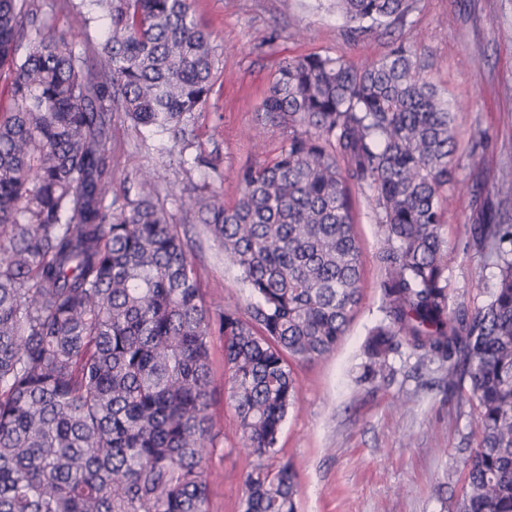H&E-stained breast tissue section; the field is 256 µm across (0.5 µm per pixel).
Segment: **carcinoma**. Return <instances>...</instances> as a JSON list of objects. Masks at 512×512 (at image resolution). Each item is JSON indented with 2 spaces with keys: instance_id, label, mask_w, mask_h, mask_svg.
I'll use <instances>...</instances> for the list:
<instances>
[{
  "instance_id": "1",
  "label": "carcinoma",
  "mask_w": 512,
  "mask_h": 512,
  "mask_svg": "<svg viewBox=\"0 0 512 512\" xmlns=\"http://www.w3.org/2000/svg\"><path fill=\"white\" fill-rule=\"evenodd\" d=\"M333 4L353 41L412 8ZM84 6L109 21L90 58L36 0H0V512H207L215 332L252 458L241 512H296L294 466L276 459L297 392L290 362L333 351L361 301L355 190L379 228L384 314L361 378L403 348L448 362V390L467 389L478 410L455 512H512V219L472 226L494 286L480 306L450 307L453 115L411 46L360 65L279 63L251 138L288 131L280 154L238 171L230 206L201 189L181 197L253 298L213 313L151 173L138 198L105 200L115 122L185 140L184 117L215 82V35L191 0H81L79 28Z\"/></svg>"
}]
</instances>
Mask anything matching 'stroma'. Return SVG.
<instances>
[{"instance_id":"35a3bbf8","label":"stroma","mask_w":512,"mask_h":512,"mask_svg":"<svg viewBox=\"0 0 512 512\" xmlns=\"http://www.w3.org/2000/svg\"><path fill=\"white\" fill-rule=\"evenodd\" d=\"M48 22L75 52L88 53L107 27L105 19L72 26L67 0H40ZM197 20L217 36L220 64L202 111L188 116V146L170 134L117 123L112 133L113 188L118 200L135 199L141 170H150L171 223L180 225L189 259L210 306L247 307L248 290L237 267L209 239L205 227L179 200L181 190L207 187L225 204L239 196L237 172L270 161L287 143L280 130L255 149L247 132L280 60L307 55L341 56L354 64L383 58L392 34L413 44L423 76L447 99L454 115L457 176L449 191L442 234L451 305L476 307L487 298L495 268L473 245L470 227L479 213L471 188L485 186L492 207H512V195L495 188L497 172L473 156L476 130H488L498 165H512V0H414L394 33L377 28L352 42L326 0H193ZM484 58L472 68L473 54ZM214 156L211 165L196 155ZM356 232L363 252L362 300L347 335L331 353L292 363L296 402L283 424L280 455L296 470L297 512H454L464 485V465L476 448L477 410L449 392L445 367L392 356L383 379L361 381L362 343L383 317L374 261L378 226L366 200L358 202ZM224 339L211 343V408L215 452L206 465L209 512H240L244 477L251 466L228 402Z\"/></svg>"}]
</instances>
